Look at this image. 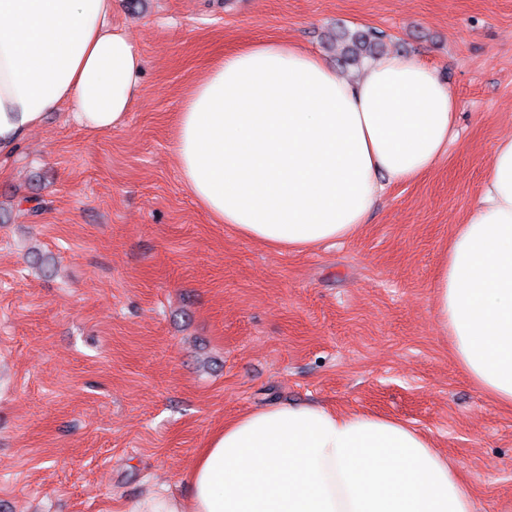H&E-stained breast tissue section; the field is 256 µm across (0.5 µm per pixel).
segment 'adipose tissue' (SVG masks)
I'll return each mask as SVG.
<instances>
[{"instance_id": "ef3b65f1", "label": "adipose tissue", "mask_w": 512, "mask_h": 512, "mask_svg": "<svg viewBox=\"0 0 512 512\" xmlns=\"http://www.w3.org/2000/svg\"><path fill=\"white\" fill-rule=\"evenodd\" d=\"M112 0H0V155L68 105L93 131L122 126L146 60ZM449 87L400 53L354 79L297 44L215 60L176 118L180 178L216 224L278 250L355 238L389 186L429 172L457 119ZM436 322L461 370L512 408V134L438 269ZM187 491L149 490L121 512H476L446 454L405 421L272 403L199 449Z\"/></svg>"}]
</instances>
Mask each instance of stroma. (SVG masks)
I'll return each instance as SVG.
<instances>
[{"label":"stroma","mask_w":512,"mask_h":512,"mask_svg":"<svg viewBox=\"0 0 512 512\" xmlns=\"http://www.w3.org/2000/svg\"><path fill=\"white\" fill-rule=\"evenodd\" d=\"M147 60L126 124L48 113L0 156V512H116L186 489L210 434L272 401L406 420L476 512H512V410L457 366L433 284L512 133V0H113ZM375 27L457 100V138L353 240L276 251L212 223L175 119L224 53Z\"/></svg>","instance_id":"stroma-1"}]
</instances>
